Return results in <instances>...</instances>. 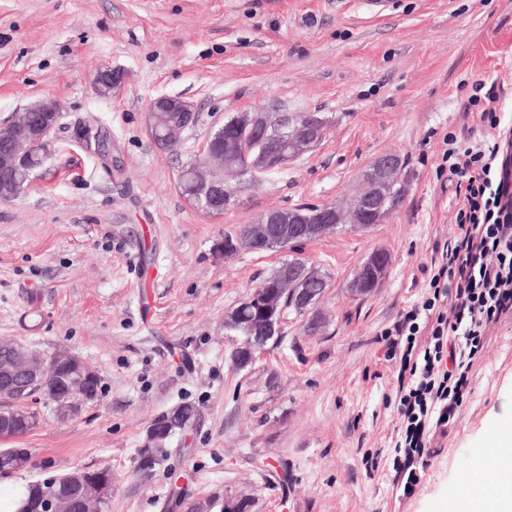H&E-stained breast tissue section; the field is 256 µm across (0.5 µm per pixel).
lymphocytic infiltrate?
<instances>
[{
  "label": "lymphocytic infiltrate",
  "instance_id": "f902f5d3",
  "mask_svg": "<svg viewBox=\"0 0 512 512\" xmlns=\"http://www.w3.org/2000/svg\"><path fill=\"white\" fill-rule=\"evenodd\" d=\"M503 89L490 83L483 97H469L465 110L480 107V119L493 137L480 148L465 137L451 136L444 159L462 200L456 212L459 232L433 263L428 292L412 307L388 339L389 352L400 355L398 382L407 391L398 410L407 418L406 466L427 463L426 418L448 423L463 401L469 370L481 352L487 331L512 316V185L497 164L506 145L494 105ZM427 329L424 349L415 337Z\"/></svg>",
  "mask_w": 512,
  "mask_h": 512
}]
</instances>
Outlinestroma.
I'll return each mask as SVG.
<instances>
[{
	"label": "stroma",
	"mask_w": 512,
	"mask_h": 512,
	"mask_svg": "<svg viewBox=\"0 0 512 512\" xmlns=\"http://www.w3.org/2000/svg\"><path fill=\"white\" fill-rule=\"evenodd\" d=\"M128 71L123 94L98 97L104 67ZM505 87L496 108L512 126V0H0V125L52 99L62 118L52 157L24 191L0 202V338L44 355L66 349L103 382L101 398L58 421L0 439L26 448L28 468L0 482H45L110 470L107 512H443L456 502L467 451L512 428V318L493 325L463 402L431 427L433 458L403 473L405 428L385 331L422 302L439 249L457 234L459 201L443 159L448 134L472 129L463 105L480 80ZM180 96L200 115L175 151L145 127L150 102ZM317 112L328 121L312 154L244 178L223 214L189 206L177 175L212 127L241 112ZM96 122L112 166L72 137ZM405 157L404 204L386 223L337 230L297 250L223 252L225 235L272 209L339 202L376 156ZM380 286L348 283L373 251ZM328 287L322 327L284 315L283 334L252 366L231 362L225 314L290 255ZM199 409L151 476L137 451L160 413Z\"/></svg>",
	"instance_id": "stroma-1"
}]
</instances>
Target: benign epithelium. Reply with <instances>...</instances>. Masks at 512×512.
<instances>
[{
  "instance_id": "1",
  "label": "benign epithelium",
  "mask_w": 512,
  "mask_h": 512,
  "mask_svg": "<svg viewBox=\"0 0 512 512\" xmlns=\"http://www.w3.org/2000/svg\"><path fill=\"white\" fill-rule=\"evenodd\" d=\"M130 76L118 67L99 71L93 80L97 95L111 98L124 91ZM29 112H39L43 122L23 134L11 131V125L0 127V200H9L16 195L12 171L18 161L32 150L45 143L51 144L50 135L55 119L62 112L55 100H40L27 108ZM198 112L194 106L180 96L162 95L155 98L145 116L147 133L160 152L172 151L178 137L197 124ZM325 121L318 113L312 112L291 119L284 125L275 124L266 112H241L228 121L213 127L202 151V157L182 167L190 171L194 181V192L187 201L198 209L213 214L224 211L232 197V191L224 183V174L231 170L238 176L248 173H272L288 168L296 159L313 152L324 137ZM74 138L94 150L104 159L112 157V149H103L107 136L97 127H83L77 130ZM409 190V180L404 168L393 153L377 156L362 171L361 188L344 204H323L313 209L296 207L288 210H271L259 216L260 226L248 237L224 241V254L230 255L241 247L255 250V240L261 238L265 247L275 249L289 241L302 238L306 241L333 234L336 228L350 226L355 229L365 227V223L379 224L392 212L398 199H405ZM298 269L284 265L282 275L268 283L262 298L267 307H272L277 296L291 287V279L297 276ZM281 319L269 314L260 327L262 344L250 348V354L264 348V343L279 339ZM0 354L16 374V384L0 390V401L8 402L15 393L34 388L37 393L30 400L38 401L42 384L33 381L37 376L48 377L59 368L72 369L81 359L69 352L61 351L44 358L31 352H21L12 346L8 349L0 345ZM170 412H165L162 422L150 431L148 446L164 448L173 437ZM0 458L11 459L16 467L23 469L29 464V456L24 448H3ZM41 500L36 512H88L89 501L75 500L66 504L58 501L49 490L41 489Z\"/></svg>"
}]
</instances>
